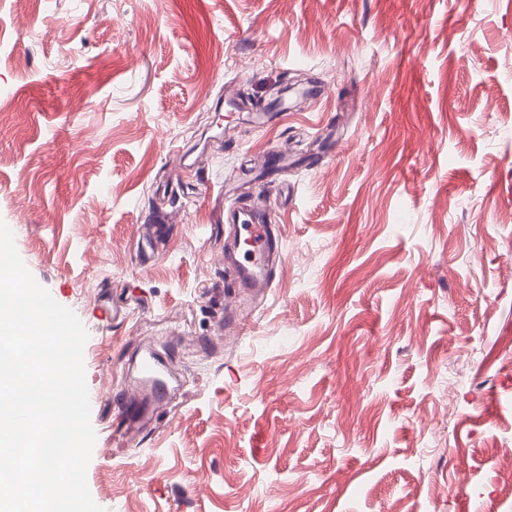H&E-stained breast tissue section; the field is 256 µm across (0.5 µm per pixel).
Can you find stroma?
Segmentation results:
<instances>
[{
  "label": "stroma",
  "instance_id": "stroma-1",
  "mask_svg": "<svg viewBox=\"0 0 512 512\" xmlns=\"http://www.w3.org/2000/svg\"><path fill=\"white\" fill-rule=\"evenodd\" d=\"M253 207L265 297L216 223ZM0 221L89 334L105 512H512V0H0ZM149 338L180 385L124 443ZM226 241L224 261H227L229 247L237 249L239 241L249 248L243 254V261L235 260L233 276L238 288H247L262 295L267 294L273 285V269L279 252L281 228L270 221L243 220L230 224Z\"/></svg>",
  "mask_w": 512,
  "mask_h": 512
}]
</instances>
